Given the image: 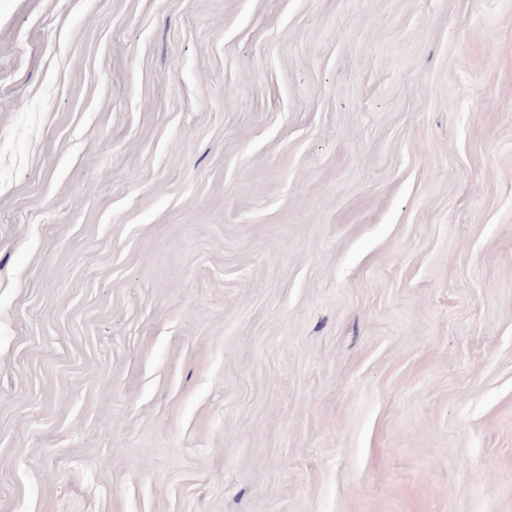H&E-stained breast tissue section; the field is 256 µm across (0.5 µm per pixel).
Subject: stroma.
Returning <instances> with one entry per match:
<instances>
[{
  "label": "stroma",
  "instance_id": "35a3bbf8",
  "mask_svg": "<svg viewBox=\"0 0 512 512\" xmlns=\"http://www.w3.org/2000/svg\"><path fill=\"white\" fill-rule=\"evenodd\" d=\"M0 512H512V0H0Z\"/></svg>",
  "mask_w": 512,
  "mask_h": 512
}]
</instances>
